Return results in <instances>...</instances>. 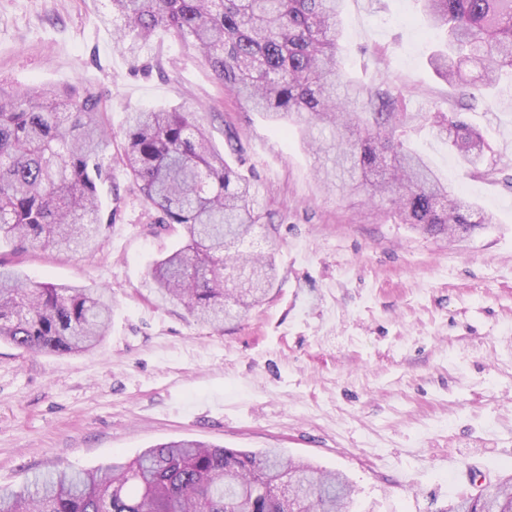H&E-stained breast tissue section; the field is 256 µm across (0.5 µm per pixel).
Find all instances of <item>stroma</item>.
Instances as JSON below:
<instances>
[{
  "mask_svg": "<svg viewBox=\"0 0 512 512\" xmlns=\"http://www.w3.org/2000/svg\"><path fill=\"white\" fill-rule=\"evenodd\" d=\"M110 15V0H0V83L92 91L112 129L101 248L0 245L30 280L112 294L110 332L92 351L0 344V489L183 438L341 472L350 512H444L478 489L453 480L452 457L481 460L491 480L512 471V80L462 114L501 168L477 174L423 120L448 110L452 90L428 64L417 0H345L344 71L387 80L418 116L409 147L496 217L451 240L328 187L299 129L225 90L193 46L161 32L136 54L117 48ZM152 106L191 113L221 152L236 132L265 214L254 237L273 243L277 280L218 332L151 291L152 265L184 242L121 162L128 112Z\"/></svg>",
  "mask_w": 512,
  "mask_h": 512,
  "instance_id": "stroma-1",
  "label": "stroma"
}]
</instances>
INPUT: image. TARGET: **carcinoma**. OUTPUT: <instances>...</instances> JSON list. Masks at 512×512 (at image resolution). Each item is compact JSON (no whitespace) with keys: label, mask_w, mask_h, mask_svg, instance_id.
I'll return each mask as SVG.
<instances>
[{"label":"carcinoma","mask_w":512,"mask_h":512,"mask_svg":"<svg viewBox=\"0 0 512 512\" xmlns=\"http://www.w3.org/2000/svg\"><path fill=\"white\" fill-rule=\"evenodd\" d=\"M343 0H111L117 47L135 52L163 31L190 43L215 78L273 123L302 128L319 171L432 235L463 238L495 217L459 198L402 136L416 120L384 83L344 78L336 56ZM442 37L430 64L459 89V111L480 103L473 90L512 75V0H420ZM472 79H465L466 75ZM101 100L88 92L0 86V242L17 250L91 252L103 217L98 187L112 135ZM426 121L459 162L479 171L484 139L459 117ZM123 162L143 199L186 243L155 262L158 299L175 301L218 330L261 303L276 276L273 253L243 244L260 224L257 192L211 144L189 113L151 107L130 113ZM257 275L254 288H226L224 274ZM112 296L98 285L18 279L0 268V341L51 354L88 352L106 336ZM291 485L293 502L280 492ZM352 487L339 473L295 462L275 449L242 451L181 440L115 458L94 470L34 476L0 492V512H349ZM448 512H512V474L488 481Z\"/></svg>","instance_id":"1"}]
</instances>
